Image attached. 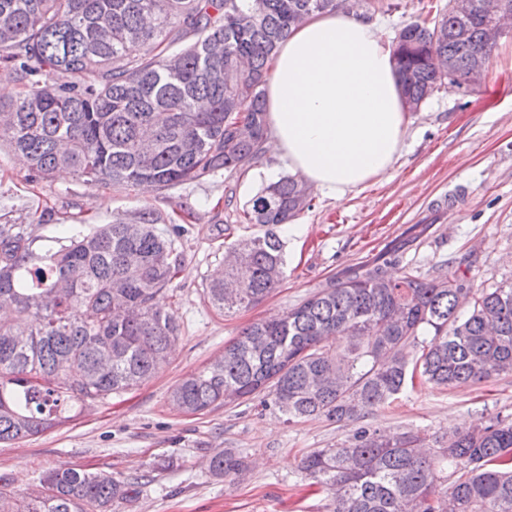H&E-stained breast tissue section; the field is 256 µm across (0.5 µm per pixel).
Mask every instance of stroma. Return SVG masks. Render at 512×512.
I'll list each match as a JSON object with an SVG mask.
<instances>
[{
	"label": "stroma",
	"instance_id": "1",
	"mask_svg": "<svg viewBox=\"0 0 512 512\" xmlns=\"http://www.w3.org/2000/svg\"><path fill=\"white\" fill-rule=\"evenodd\" d=\"M448 0H369L363 14L378 19L386 39L406 24H434ZM396 168L365 190L335 201L314 195L297 218L303 233L286 239V276L261 302L219 314L203 294L223 269L234 241L256 228L238 215L261 188L247 170L219 172L168 190L89 186L69 172L35 177L6 139H0V224H34L41 238L62 224L95 229L133 219L145 208L162 219L185 208L198 213L175 239L182 265L173 291L157 296L181 327L168 362L133 390L112 396L67 424L26 440L0 444V475L20 495L37 489L40 474L61 464L104 470L134 486L113 512H329V500L299 468L316 448L352 436L357 421L309 418L287 423L277 410L252 401L198 414L168 402L181 379L203 369L249 325L281 315L346 267L374 257L387 244L425 225L405 259L430 277L450 263L475 285L512 277V27L507 28L478 85L440 88L410 113ZM465 202L433 203L454 190ZM512 416V376L443 389L419 385L377 409L366 424L385 432L446 433ZM234 448L245 458L243 477L224 480L208 470L210 455Z\"/></svg>",
	"mask_w": 512,
	"mask_h": 512
}]
</instances>
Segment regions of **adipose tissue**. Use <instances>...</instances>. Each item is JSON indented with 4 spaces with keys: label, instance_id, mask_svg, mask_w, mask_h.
<instances>
[{
    "label": "adipose tissue",
    "instance_id": "obj_1",
    "mask_svg": "<svg viewBox=\"0 0 512 512\" xmlns=\"http://www.w3.org/2000/svg\"><path fill=\"white\" fill-rule=\"evenodd\" d=\"M394 50L381 25L344 9L317 13L280 43L265 85L269 138L280 167L322 196L341 200L391 172L408 115Z\"/></svg>",
    "mask_w": 512,
    "mask_h": 512
}]
</instances>
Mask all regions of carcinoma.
<instances>
[{
	"label": "carcinoma",
	"instance_id": "cac0c4a2",
	"mask_svg": "<svg viewBox=\"0 0 512 512\" xmlns=\"http://www.w3.org/2000/svg\"><path fill=\"white\" fill-rule=\"evenodd\" d=\"M338 0H0V138L49 179L175 187L258 158L267 132L264 85L279 43ZM481 0L433 26L405 25L394 58L402 91L422 105L443 82L433 58L465 82L489 61ZM311 207L285 175L257 192L241 222L265 228L229 248L233 261L204 288L222 314L282 283L276 229ZM158 214L87 231L62 225L37 251L29 224H0V443L39 435L166 363L180 326L155 304L181 263ZM417 237L256 322L170 394L178 412L260 399L290 423L364 418L419 381L458 388L512 374V279L476 288L453 267L425 278L402 264ZM209 470L245 471L233 448ZM301 470L331 512H512V417L481 429L388 435L362 427L319 448ZM128 485L72 464L47 470L20 496L0 475V512H112Z\"/></svg>",
	"mask_w": 512,
	"mask_h": 512
}]
</instances>
